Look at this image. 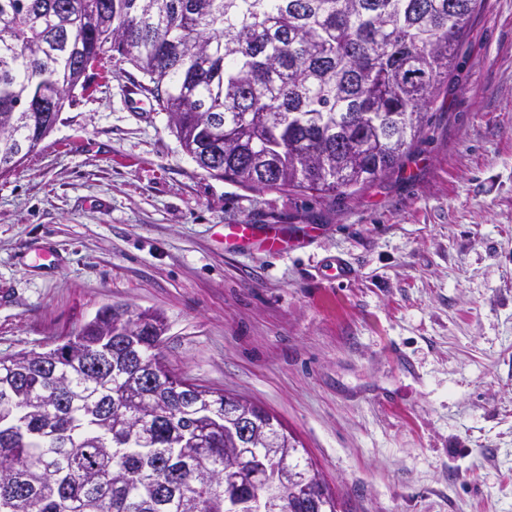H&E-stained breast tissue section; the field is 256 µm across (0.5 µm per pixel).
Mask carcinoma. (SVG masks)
Masks as SVG:
<instances>
[{
	"mask_svg": "<svg viewBox=\"0 0 512 512\" xmlns=\"http://www.w3.org/2000/svg\"><path fill=\"white\" fill-rule=\"evenodd\" d=\"M480 0H0V176L86 72L118 58L193 161L258 191L351 194L409 154ZM163 315L110 306L42 351L0 357V512H228L244 415L307 474L279 512H337L312 461L253 403L181 380Z\"/></svg>",
	"mask_w": 512,
	"mask_h": 512,
	"instance_id": "obj_1",
	"label": "carcinoma"
}]
</instances>
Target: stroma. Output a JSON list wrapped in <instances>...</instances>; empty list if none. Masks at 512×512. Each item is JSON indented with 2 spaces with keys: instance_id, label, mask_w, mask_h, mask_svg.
Masks as SVG:
<instances>
[{
  "instance_id": "35a3bbf8",
  "label": "stroma",
  "mask_w": 512,
  "mask_h": 512,
  "mask_svg": "<svg viewBox=\"0 0 512 512\" xmlns=\"http://www.w3.org/2000/svg\"><path fill=\"white\" fill-rule=\"evenodd\" d=\"M140 79L90 71L0 177V356L157 310L168 368L275 416L337 512H512V0H483L403 166L345 197L211 176ZM243 221L287 253L225 249Z\"/></svg>"
}]
</instances>
